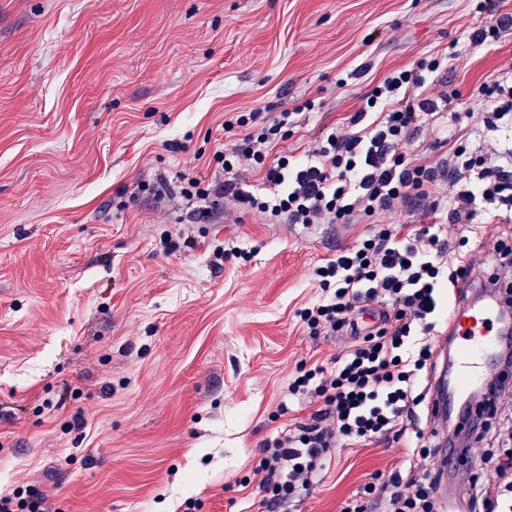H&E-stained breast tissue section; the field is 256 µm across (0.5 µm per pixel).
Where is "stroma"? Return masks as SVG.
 Returning <instances> with one entry per match:
<instances>
[{
    "instance_id": "35a3bbf8",
    "label": "stroma",
    "mask_w": 512,
    "mask_h": 512,
    "mask_svg": "<svg viewBox=\"0 0 512 512\" xmlns=\"http://www.w3.org/2000/svg\"><path fill=\"white\" fill-rule=\"evenodd\" d=\"M479 0H0V494L31 484L54 512H259L242 485L265 438L320 409L290 397L300 360L348 342L295 313L310 275L380 225L269 224L234 209L207 223L138 183L214 178L228 112L299 110L278 148L301 156L394 68L457 52L424 91L456 90L480 126L481 84L512 67V30L471 49ZM190 243L168 255L163 234ZM449 256L512 244V219L446 224ZM241 257L217 256L219 246ZM250 261H243V254ZM56 401L53 409L44 400ZM86 425L68 429L74 415ZM403 444L338 447L280 512H340Z\"/></svg>"
}]
</instances>
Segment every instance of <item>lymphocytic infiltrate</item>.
Masks as SVG:
<instances>
[{"instance_id": "obj_1", "label": "lymphocytic infiltrate", "mask_w": 512, "mask_h": 512, "mask_svg": "<svg viewBox=\"0 0 512 512\" xmlns=\"http://www.w3.org/2000/svg\"><path fill=\"white\" fill-rule=\"evenodd\" d=\"M425 75L412 69L387 73L342 126L319 137L299 159L275 151L287 139L294 113H231L223 127L239 136L213 154L220 176L207 181L187 174L181 180L178 195L188 217L208 220L229 204L257 211L270 224H350L398 207L443 212L454 224L471 223L487 205L511 213L512 149L488 155L479 143L512 129V71L484 86L477 146L459 144L435 164L416 162L402 150L422 121H435L457 97L453 91L425 96ZM250 170L263 173L269 194L244 190ZM440 179L450 193L431 195L430 184ZM441 232L437 223L411 233L383 225L313 269L319 294L298 310L302 326L312 336L346 335L351 342L332 367L302 360L288 378L289 395H314L322 407L264 440L252 477L269 512L301 498L333 448L394 436L409 457L437 454L433 439L416 425L425 399L417 386L435 367L432 317L439 289L459 288L465 276L461 260L448 257ZM379 302L385 305L382 322L357 329L360 305ZM497 455L495 483H471L468 512H512V448H499ZM440 479L432 467L394 471L365 483L341 512H368L373 497L383 500L385 512H438Z\"/></svg>"}]
</instances>
